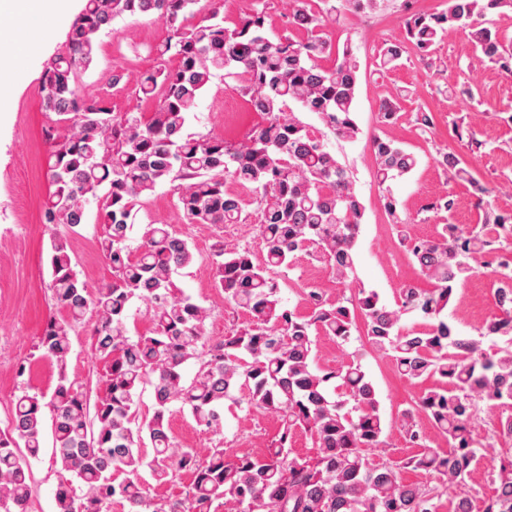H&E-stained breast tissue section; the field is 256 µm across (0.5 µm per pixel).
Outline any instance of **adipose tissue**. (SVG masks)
Instances as JSON below:
<instances>
[{
	"label": "adipose tissue",
	"instance_id": "ef3b65f1",
	"mask_svg": "<svg viewBox=\"0 0 512 512\" xmlns=\"http://www.w3.org/2000/svg\"><path fill=\"white\" fill-rule=\"evenodd\" d=\"M70 8V0H0V71L12 68L18 48L38 53L40 36H23L19 22L28 17L43 26L54 25Z\"/></svg>",
	"mask_w": 512,
	"mask_h": 512
}]
</instances>
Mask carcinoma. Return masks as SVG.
Listing matches in <instances>:
<instances>
[{
  "mask_svg": "<svg viewBox=\"0 0 512 512\" xmlns=\"http://www.w3.org/2000/svg\"><path fill=\"white\" fill-rule=\"evenodd\" d=\"M198 2L84 0L63 49L45 63L39 94L51 121L52 190L41 223L51 230L48 288L61 315L47 321L38 350L59 373L51 395L14 397L10 426L0 430V512L27 510L47 411L53 462L60 466L56 512H109L114 502L126 503L129 512H216L215 504L224 512H439L445 492L448 512H474L472 499L455 489L472 479L488 450L474 438L477 406L499 412L500 434L512 437V262L494 270L498 314L480 338L458 335L440 315L478 260L512 241V213L495 211L487 200L492 189L473 164L444 148L435 162L468 187L479 222L439 224L429 239L412 236L389 182L410 173L417 157L376 136L373 176L385 192V210L431 287L402 284L394 308L373 290L331 300L312 288L306 314L286 308L270 271L291 268L300 254L318 258L336 283H353L363 205L348 170L288 107L316 114L337 139L354 140L359 62L351 46H339L329 32L337 21L331 0H284L288 33L275 36L266 27L265 0H248L231 27L218 0L196 23H184ZM508 10L512 0H445L439 12L413 13L405 38L379 49L378 69H394L412 53L435 66L445 33L454 29L471 41L479 63L512 76V40L487 19ZM125 15H155L167 26L156 64L139 79L142 99L155 102L147 117L114 112L105 96L81 86L100 35ZM221 71L238 80L250 108L263 116L239 145L185 132ZM164 185L188 223L252 224L260 239V262L248 246L221 243L214 250L215 287L225 303L249 315L218 342L206 335L208 310L173 280L194 261L188 240L150 220L138 245L129 244L137 206ZM92 200L112 276L91 289L75 270L67 237L55 229L85 224ZM135 299L149 305L152 326L131 336L126 321ZM90 312L96 358L107 365L105 389L93 403L66 372L72 332ZM404 314L421 317L424 328L404 331ZM359 317L371 350L390 357L401 377L435 380L401 413L403 432L416 448L404 458L375 463L367 456L370 448L388 446L389 432L362 354L350 353L334 367L315 362V337L345 344ZM488 337L505 339V346L485 350ZM192 359L198 370L187 381L183 368ZM146 384L154 405L144 419L136 397ZM227 399L278 416V435L264 455L219 447L202 455L176 445L169 427L173 407L220 433ZM417 413L448 438L447 451L423 443ZM299 433L317 445L316 457L293 454ZM143 469L159 484L180 473L191 482L183 497L156 501ZM406 469L436 475L441 487L404 483ZM481 512H512V454L500 458L498 484Z\"/></svg>",
  "mask_w": 512,
  "mask_h": 512,
  "instance_id": "cac0c4a2",
  "label": "carcinoma"
}]
</instances>
